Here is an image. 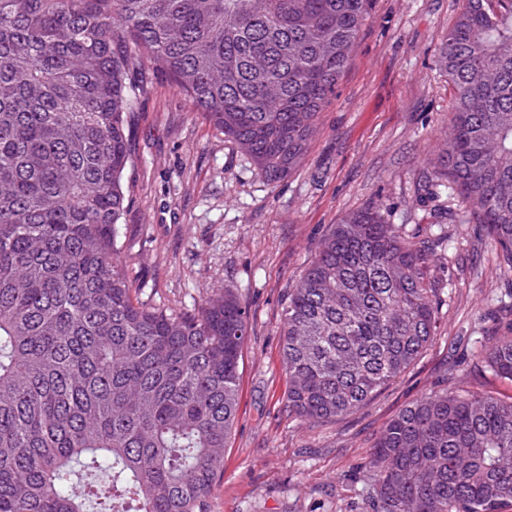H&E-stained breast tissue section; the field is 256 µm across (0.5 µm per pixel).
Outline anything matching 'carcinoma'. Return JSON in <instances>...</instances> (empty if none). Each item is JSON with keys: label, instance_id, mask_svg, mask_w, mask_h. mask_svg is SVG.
Wrapping results in <instances>:
<instances>
[{"label": "carcinoma", "instance_id": "carcinoma-1", "mask_svg": "<svg viewBox=\"0 0 512 512\" xmlns=\"http://www.w3.org/2000/svg\"><path fill=\"white\" fill-rule=\"evenodd\" d=\"M371 0H0V512H211L249 317L237 294L173 313L118 260L144 61L268 182L297 169ZM438 63L456 89L428 194L498 252L512 314V0H463ZM434 244L369 206L332 225L288 291V414L364 407L433 342ZM512 383V336L480 341ZM108 472L83 485L82 470ZM364 512L512 507V402L451 385L391 418Z\"/></svg>", "mask_w": 512, "mask_h": 512}]
</instances>
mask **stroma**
<instances>
[{"instance_id": "35a3bbf8", "label": "stroma", "mask_w": 512, "mask_h": 512, "mask_svg": "<svg viewBox=\"0 0 512 512\" xmlns=\"http://www.w3.org/2000/svg\"><path fill=\"white\" fill-rule=\"evenodd\" d=\"M462 0H372L302 165L268 182L146 64L131 123L119 258L138 302L174 313L233 288L248 311L236 429L212 512H362L363 466L384 425L448 374L488 396L512 384L480 372L483 336L512 334L496 310L506 283L472 224L435 251L428 280L437 335L417 364L364 408L311 427L289 416L280 331L289 288L347 213L380 205L407 235L438 234L459 203L419 194L452 117L454 87L436 59Z\"/></svg>"}]
</instances>
